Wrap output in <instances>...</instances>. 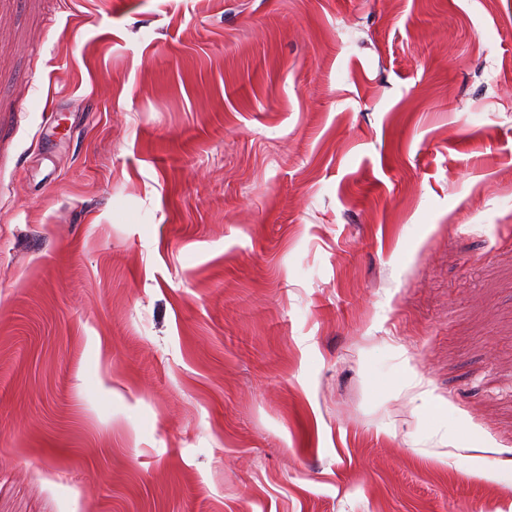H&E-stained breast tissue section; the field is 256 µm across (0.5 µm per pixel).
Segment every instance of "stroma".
Here are the masks:
<instances>
[{"label":"stroma","mask_w":512,"mask_h":512,"mask_svg":"<svg viewBox=\"0 0 512 512\" xmlns=\"http://www.w3.org/2000/svg\"><path fill=\"white\" fill-rule=\"evenodd\" d=\"M0 512H512V0H0Z\"/></svg>","instance_id":"stroma-1"}]
</instances>
